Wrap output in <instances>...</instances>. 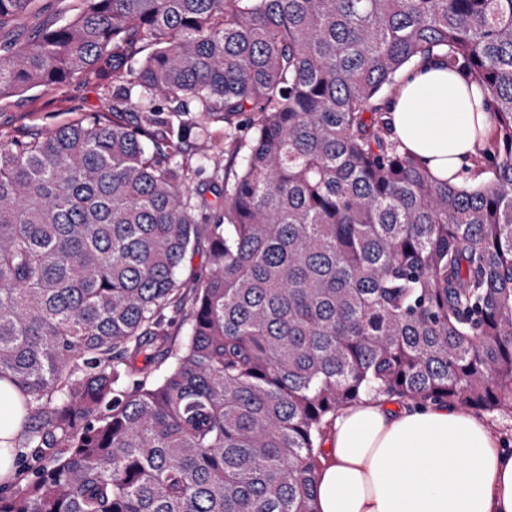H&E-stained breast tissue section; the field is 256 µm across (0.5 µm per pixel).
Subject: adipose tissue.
<instances>
[{"label": "adipose tissue", "mask_w": 512, "mask_h": 512, "mask_svg": "<svg viewBox=\"0 0 512 512\" xmlns=\"http://www.w3.org/2000/svg\"><path fill=\"white\" fill-rule=\"evenodd\" d=\"M479 102L465 71L430 59L407 73L388 118L434 177L466 188L475 132L495 124ZM326 452L317 512H512V452L455 404L392 409L366 399L337 414Z\"/></svg>", "instance_id": "obj_1"}]
</instances>
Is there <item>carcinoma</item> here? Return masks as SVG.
Returning <instances> with one entry per match:
<instances>
[{"instance_id": "1", "label": "carcinoma", "mask_w": 512, "mask_h": 512, "mask_svg": "<svg viewBox=\"0 0 512 512\" xmlns=\"http://www.w3.org/2000/svg\"><path fill=\"white\" fill-rule=\"evenodd\" d=\"M430 55L494 110L468 188L385 118ZM90 76L112 119L0 140V512H315L344 408L512 416V0H80L0 43V98ZM218 129L240 164L203 217L210 157H176ZM207 256L208 242L207 239L203 238L198 249L193 254H189L182 265L181 280L183 288L187 292V301L181 307L170 306L164 311L166 319L170 322L171 335L177 338V341L184 332L183 321L190 310L191 301L189 298L192 296L193 288L196 287L198 280L205 277L209 272Z\"/></svg>"}]
</instances>
